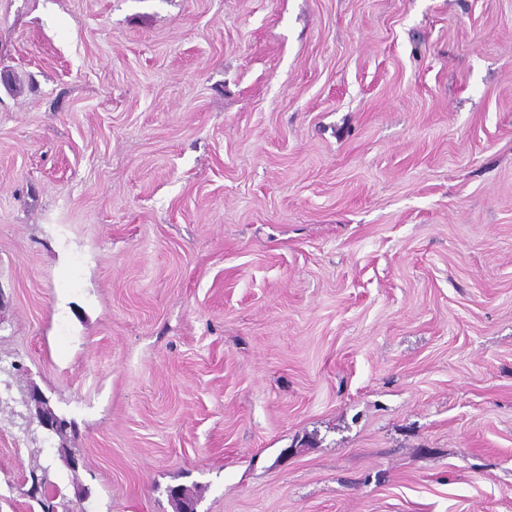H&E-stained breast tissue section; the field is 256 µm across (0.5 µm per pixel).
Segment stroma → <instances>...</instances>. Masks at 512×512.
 Masks as SVG:
<instances>
[{
  "mask_svg": "<svg viewBox=\"0 0 512 512\" xmlns=\"http://www.w3.org/2000/svg\"><path fill=\"white\" fill-rule=\"evenodd\" d=\"M45 465L512 512V0H0V512ZM30 400L35 402L40 423L45 429L56 434H61L66 431L65 426L61 425L59 418L48 407V401L42 394L33 392L30 396Z\"/></svg>",
  "mask_w": 512,
  "mask_h": 512,
  "instance_id": "35a3bbf8",
  "label": "stroma"
}]
</instances>
